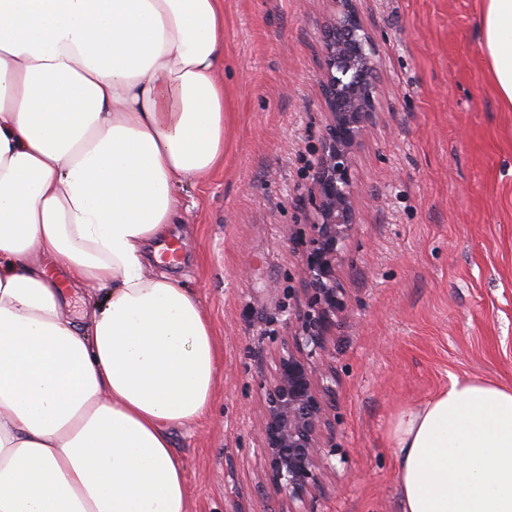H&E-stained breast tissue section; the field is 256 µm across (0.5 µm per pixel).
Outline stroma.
Here are the masks:
<instances>
[{"instance_id": "stroma-1", "label": "stroma", "mask_w": 512, "mask_h": 512, "mask_svg": "<svg viewBox=\"0 0 512 512\" xmlns=\"http://www.w3.org/2000/svg\"><path fill=\"white\" fill-rule=\"evenodd\" d=\"M482 0H357L377 108L354 150L334 471L312 512H396L395 412L451 377L512 385V112L484 77ZM328 0H224V166L187 185L172 272L224 355L210 411L173 443L190 512H279L255 432L303 297L301 243L328 122Z\"/></svg>"}]
</instances>
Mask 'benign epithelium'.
<instances>
[{
  "instance_id": "7a95c632",
  "label": "benign epithelium",
  "mask_w": 512,
  "mask_h": 512,
  "mask_svg": "<svg viewBox=\"0 0 512 512\" xmlns=\"http://www.w3.org/2000/svg\"><path fill=\"white\" fill-rule=\"evenodd\" d=\"M320 74L329 114L312 186V222L303 250L304 309L288 318V336L274 361L260 409L258 450L266 481L288 506L304 512L319 474L334 469L325 430L336 380L323 362L336 317L346 308L337 269L354 229L353 150L376 107V44L356 0H329Z\"/></svg>"
}]
</instances>
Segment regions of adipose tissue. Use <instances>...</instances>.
<instances>
[{
	"label": "adipose tissue",
	"mask_w": 512,
	"mask_h": 512,
	"mask_svg": "<svg viewBox=\"0 0 512 512\" xmlns=\"http://www.w3.org/2000/svg\"><path fill=\"white\" fill-rule=\"evenodd\" d=\"M479 28L512 110V0ZM223 72L224 0H0V512H189L172 433L221 357L148 252L224 162ZM387 439L398 512H512V386L452 377Z\"/></svg>",
	"instance_id": "ef3b65f1"
}]
</instances>
